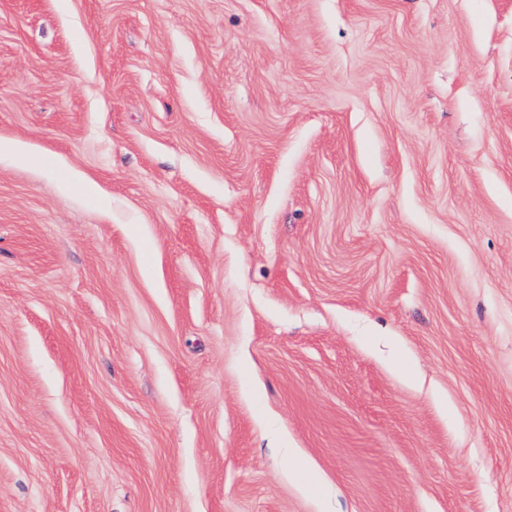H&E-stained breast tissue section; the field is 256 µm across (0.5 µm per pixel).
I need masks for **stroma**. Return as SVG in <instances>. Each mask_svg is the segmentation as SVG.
Wrapping results in <instances>:
<instances>
[{"instance_id":"1","label":"stroma","mask_w":512,"mask_h":512,"mask_svg":"<svg viewBox=\"0 0 512 512\" xmlns=\"http://www.w3.org/2000/svg\"><path fill=\"white\" fill-rule=\"evenodd\" d=\"M0 512H512V0H0Z\"/></svg>"}]
</instances>
